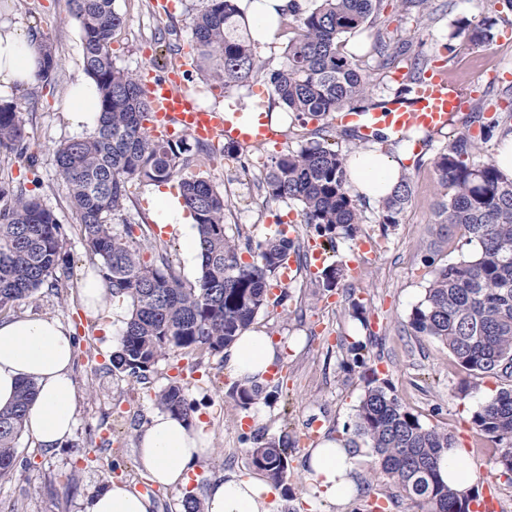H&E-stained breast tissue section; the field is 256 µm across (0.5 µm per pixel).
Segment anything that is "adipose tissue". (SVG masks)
<instances>
[{"mask_svg": "<svg viewBox=\"0 0 512 512\" xmlns=\"http://www.w3.org/2000/svg\"><path fill=\"white\" fill-rule=\"evenodd\" d=\"M291 0H243V7L259 44L269 43ZM42 63L41 40L18 24L0 22V88L25 89ZM71 126L96 128L98 94L92 81L69 87L63 102ZM402 173L400 164L372 150L352 156L348 181L371 201L391 193ZM84 307L106 311L111 328L122 325L123 306L113 303L107 283L88 275L79 292ZM231 376L243 385L261 384L277 357L269 336L246 329L225 351ZM74 340L71 330L51 317L15 316L0 320V409L16 399L22 382H33L36 397L23 429L41 447L54 448L66 440L75 424L77 390L72 375ZM211 451L202 427H189L171 414L155 412L138 436L137 462L153 482L176 490L187 487L192 464ZM363 455L343 441L326 438L310 451L308 480L320 498L347 505L355 491L354 477ZM281 489L268 479L227 473L213 481L203 497L204 512H271ZM155 504L134 485L115 483L85 502L84 512H154Z\"/></svg>", "mask_w": 512, "mask_h": 512, "instance_id": "adipose-tissue-1", "label": "adipose tissue"}]
</instances>
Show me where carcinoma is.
I'll list each match as a JSON object with an SVG mask.
<instances>
[{
	"label": "carcinoma",
	"mask_w": 512,
	"mask_h": 512,
	"mask_svg": "<svg viewBox=\"0 0 512 512\" xmlns=\"http://www.w3.org/2000/svg\"><path fill=\"white\" fill-rule=\"evenodd\" d=\"M380 0H316L313 8L295 5L290 16L297 34L268 83L280 102L297 120L331 121L336 113L366 100L368 75L342 51V37L377 18ZM79 23L83 64L99 93V120L94 133L60 145L55 151L58 175L80 227L85 251L99 259L97 272L109 283L112 295H127L132 312L112 357V371L135 378L146 373L174 348L217 354L268 308L288 310L287 291L275 296L271 276L289 254L301 258L300 246L286 232L255 243L248 249L252 261H241L239 246L224 224L229 202L224 194L200 177H182L181 171L200 154L212 152L187 137L155 140L144 122L149 104L138 76L116 66L112 37L124 24L115 0H71ZM494 23L483 19L454 22L445 49L467 34L475 46L494 39ZM193 43L200 59L216 61L213 77L224 88L246 87L263 69L255 40L246 29L238 0H205L193 19ZM381 69L419 63L391 51V43L377 36L373 45ZM44 66L37 80L48 83L58 67L50 40L42 41ZM27 129L22 113L11 102L0 103V154L16 155L34 164L27 154ZM475 138L462 134L448 142L432 159L438 182L447 189L436 202L434 223L457 229L478 252L457 263L434 265L424 300L411 310L409 325L417 336L438 340L448 348L454 364L471 381L466 392L486 376L499 378L503 387L472 413L474 429L493 443L491 470L512 484V179L493 162L475 157ZM349 159L318 141L295 151L273 155L264 162L261 187L274 201L300 205V223L334 246L336 238L355 239L363 216L358 195L347 181ZM151 184L178 181L179 200L191 214L199 238L201 271L198 284L187 288L167 253L149 263L140 254L135 225L120 232L106 223L121 212L131 180ZM408 179L379 202L381 224L388 229L410 202ZM346 275V265L333 262L321 272L318 285L327 291ZM70 262L56 215L25 187L0 182V313L46 286L65 287ZM365 347L352 345L342 352L346 372L364 369ZM364 396L355 409L350 443L372 451L375 470L383 473L394 492L388 506L401 502L418 512H470L479 490L458 493L448 488L439 473L443 453L454 447L448 430L425 425L401 402L390 382L371 369L364 376ZM36 395L32 382L24 383L14 404L0 410V479L16 469V441ZM260 395L257 386L233 388L237 405L249 408ZM157 406L192 423L193 406L174 381L156 396ZM287 435L252 436L251 463L279 484L291 473Z\"/></svg>",
	"instance_id": "carcinoma-1"
}]
</instances>
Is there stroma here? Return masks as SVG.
Here are the masks:
<instances>
[{"label":"stroma","instance_id":"obj_1","mask_svg":"<svg viewBox=\"0 0 512 512\" xmlns=\"http://www.w3.org/2000/svg\"><path fill=\"white\" fill-rule=\"evenodd\" d=\"M115 7L125 19L111 44L118 66L138 72L149 65L159 76L181 66V57L169 56L167 48L191 42L193 18L203 7L202 0H116ZM462 18L492 19L494 41L477 47L463 37L449 40L450 24ZM9 19L50 36L59 66L50 83L5 94V101L16 104L26 121L28 151L37 164L31 169L15 157L0 155V181L26 186L39 180L36 193L63 226L72 267L66 288H40L15 303L12 312L53 317L72 328L78 402L74 431L58 448H42L29 435H20L16 471L0 480V512H81L86 497L113 482L135 483L155 503L156 512H183L181 495L152 483L136 462L139 433L157 410L154 395L174 379L184 384L193 415L204 423L213 448L189 472L188 489L194 495H201L224 473L254 474L247 439L261 430L271 436L300 437L296 448L289 451L293 473L285 483L288 493L281 496L274 512H355L360 499L343 508L320 500L309 489L305 474L310 449L329 436L344 438V428L364 395L363 380L344 372L338 362L339 345L355 343L365 345L369 365L391 382L403 404L425 424L445 427L454 435L458 448L481 475L478 489L492 490L497 512H512V485L491 478L488 443L471 424L477 406L496 395L499 380L485 377L478 390L461 394L464 375L452 366L447 348L432 338L414 335L408 325V315L423 300L431 278L425 256L447 264L473 251L472 245L457 236L445 247H430L439 230L433 222L439 187L431 158L449 138L464 132L479 137L482 126L512 111V10L503 0H430L426 15L415 9L400 10L397 0H381L373 25L344 36L345 53L354 56L371 76V101L392 99L401 88L400 82L376 67L372 46L381 34L394 42L409 41L410 52L419 56L421 66L439 64L451 75L479 82L484 107L479 120L432 133L429 142L406 161L412 198L395 227L382 228L379 206L360 201L366 236L386 240L387 245L377 250L375 259L352 276L348 285L322 291L315 285V274L299 268L288 285L289 312L275 309L255 317L253 329L280 342L282 353L276 375L267 377L263 393L245 410L231 396L235 381L225 373L220 353L172 351L142 380L112 374L108 320L102 314H86L79 298L81 283L95 261L81 244L80 228L54 162L61 144L82 136L61 110L71 83L85 75L79 25L70 0H13ZM448 42L453 51L445 50ZM184 81L188 89H204L208 107L220 109L230 103L242 112L252 109L249 88L224 89L194 67ZM274 128L278 140L241 147L234 158L215 155L204 164L190 166L186 173L208 178L229 199L224 222L230 236L258 241L274 236L277 224L284 223L289 237L304 246L313 234L300 224L298 206L268 200L259 188L263 162L270 155L312 141L331 144L349 156L366 150L367 145L321 131L319 123H301L288 111ZM155 191L152 185L130 183L125 210L108 216L107 222L117 229L125 224L147 225L150 233L142 240L143 260L151 261L155 251L167 250L183 284L193 286L201 261L187 256L177 228L160 224L152 205ZM351 293L365 306L364 320L353 318L348 311L346 297ZM313 420L321 424L316 438L302 439L304 427Z\"/></svg>","mask_w":512,"mask_h":512}]
</instances>
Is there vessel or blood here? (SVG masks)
<instances>
[{
	"label": "vessel or blood",
	"instance_id": "1",
	"mask_svg": "<svg viewBox=\"0 0 512 512\" xmlns=\"http://www.w3.org/2000/svg\"><path fill=\"white\" fill-rule=\"evenodd\" d=\"M151 104L145 123L152 138L169 139L188 135L197 140L258 145L277 139L278 134L264 112H224L201 107L184 87L181 73L146 75L141 85ZM476 84H466L441 68L429 70L415 84L408 101H393L368 111L338 113V125L355 130L363 139L373 138L379 130L399 135L415 128L436 132L456 122L476 96Z\"/></svg>",
	"mask_w": 512,
	"mask_h": 512
}]
</instances>
